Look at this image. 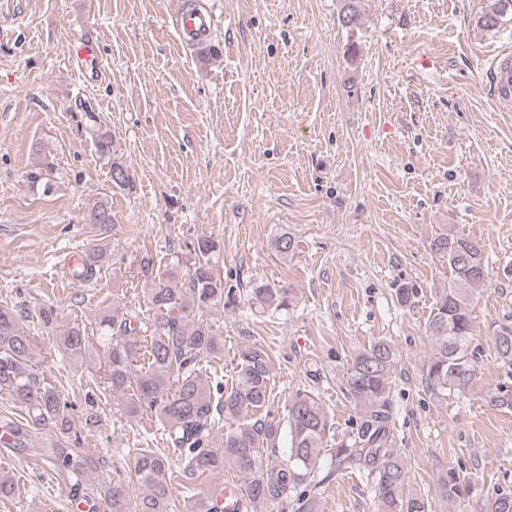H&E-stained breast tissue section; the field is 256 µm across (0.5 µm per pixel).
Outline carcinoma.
Masks as SVG:
<instances>
[{
    "label": "carcinoma",
    "instance_id": "carcinoma-1",
    "mask_svg": "<svg viewBox=\"0 0 512 512\" xmlns=\"http://www.w3.org/2000/svg\"><path fill=\"white\" fill-rule=\"evenodd\" d=\"M512 0H496L480 17L487 28L500 24ZM357 0H348L341 15L342 26L357 27ZM87 224L107 232L113 224L108 204L100 202L84 217ZM436 252L448 261L451 276L435 302L428 321L433 347L424 370L427 390L436 396H463L473 388L475 351L471 350L477 320L475 298L488 286V264L479 240L467 235L445 234L434 241ZM272 249L280 256L294 251L286 232L276 236ZM220 245L209 237L197 239L188 272L175 268L161 271L153 260L141 259L146 313L137 310L119 314L104 310L99 315V336L91 341L85 327L69 325L59 338L66 353L81 356L98 345L106 353L103 375L92 379L96 391L108 398H125L124 414L131 421L150 412L159 418L167 446L178 454V475H173L169 457L151 448H134L129 458L136 481L144 489L132 497L126 485L115 482L94 485L86 473L97 462L77 447V425L69 413L70 403L31 363L35 337L26 334L14 313L0 307V399L19 410L18 418L0 425L7 439L4 447L29 449L28 426L49 425L56 440L39 449L37 457L64 482L68 497L88 505L94 512L103 502L109 512H175L172 481L185 483L224 473L231 468L246 477L241 492L224 498V487H208L197 505L198 512H274L295 494V512H319L315 495L307 492L313 473L327 447L329 417L314 397L297 395L288 404L285 423L262 418L247 419L248 412L270 402L272 365L268 355L254 346L238 350L235 378L229 390L221 383L210 386L205 363L224 357V338L217 335L206 313L230 303L224 279L214 272ZM105 252L90 247L71 268V276L91 282L103 269ZM252 299L267 309L288 306V291L267 284L252 288ZM497 354L512 365V322L491 326ZM147 335V366H137L140 334ZM396 351L384 339L359 351L347 369L346 385L359 410V424L336 447L329 449L334 469H354L371 480L380 512H425L424 498L408 490L409 472L403 452L396 447L391 406L392 377ZM494 407L512 409V384L498 385L490 397ZM221 443L213 444L219 429ZM291 437L285 457L267 454L277 447L282 430ZM441 494L454 505L470 493L469 476L454 467L440 478ZM481 512H512V491L487 496Z\"/></svg>",
    "mask_w": 512,
    "mask_h": 512
}]
</instances>
